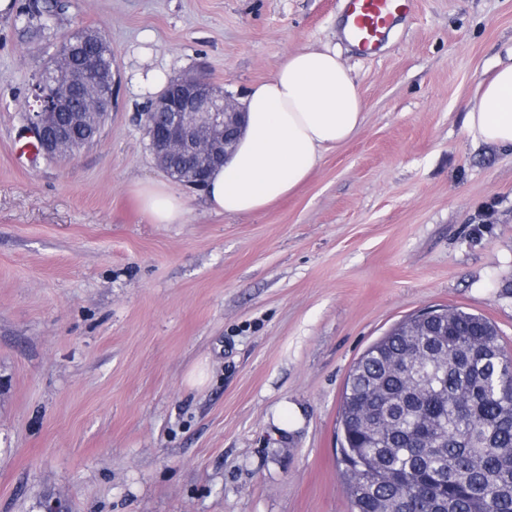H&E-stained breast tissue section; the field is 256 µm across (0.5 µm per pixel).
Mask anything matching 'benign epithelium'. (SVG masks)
<instances>
[{"label": "benign epithelium", "instance_id": "1", "mask_svg": "<svg viewBox=\"0 0 512 512\" xmlns=\"http://www.w3.org/2000/svg\"><path fill=\"white\" fill-rule=\"evenodd\" d=\"M69 56L64 46L42 69L33 87L34 105L25 113L28 137L42 144L49 157L69 153L68 136L88 112L104 118L112 108L116 72L103 71L95 56L76 68L60 71L57 62ZM181 91L167 89L142 113L150 132V150L156 164L173 181L191 188L204 187L203 178L231 155L244 129L243 107L226 92L218 93L200 75L178 80Z\"/></svg>", "mask_w": 512, "mask_h": 512}]
</instances>
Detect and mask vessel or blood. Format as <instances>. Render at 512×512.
Segmentation results:
<instances>
[{"label": "vessel or blood", "mask_w": 512, "mask_h": 512, "mask_svg": "<svg viewBox=\"0 0 512 512\" xmlns=\"http://www.w3.org/2000/svg\"><path fill=\"white\" fill-rule=\"evenodd\" d=\"M415 5L416 0H345L351 43L363 54L378 52L396 22L410 15Z\"/></svg>", "instance_id": "1"}]
</instances>
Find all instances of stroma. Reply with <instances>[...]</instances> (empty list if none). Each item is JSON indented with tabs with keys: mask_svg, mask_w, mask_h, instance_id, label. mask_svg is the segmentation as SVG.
Listing matches in <instances>:
<instances>
[{
	"mask_svg": "<svg viewBox=\"0 0 512 512\" xmlns=\"http://www.w3.org/2000/svg\"><path fill=\"white\" fill-rule=\"evenodd\" d=\"M25 3L0 12V512H352L340 406L365 350L449 306L512 351V149L463 124L512 55V0H418L374 56L342 0H68L40 36ZM81 28L118 79L100 137L19 155L35 77ZM325 46L363 94L359 132L261 212L178 183L183 222L152 223L144 76L238 97Z\"/></svg>",
	"mask_w": 512,
	"mask_h": 512,
	"instance_id": "35a3bbf8",
	"label": "stroma"
}]
</instances>
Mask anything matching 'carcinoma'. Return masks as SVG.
<instances>
[{"label": "carcinoma", "instance_id": "carcinoma-1", "mask_svg": "<svg viewBox=\"0 0 512 512\" xmlns=\"http://www.w3.org/2000/svg\"><path fill=\"white\" fill-rule=\"evenodd\" d=\"M373 344L342 398L354 512H512V353L485 317L438 308Z\"/></svg>", "mask_w": 512, "mask_h": 512}]
</instances>
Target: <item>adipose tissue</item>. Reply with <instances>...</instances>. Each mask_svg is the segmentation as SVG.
Segmentation results:
<instances>
[{
  "instance_id": "adipose-tissue-1",
  "label": "adipose tissue",
  "mask_w": 512,
  "mask_h": 512,
  "mask_svg": "<svg viewBox=\"0 0 512 512\" xmlns=\"http://www.w3.org/2000/svg\"><path fill=\"white\" fill-rule=\"evenodd\" d=\"M246 130L204 191L215 212L242 216L265 210L305 183L327 151L351 139L365 120V101L351 70L335 50L301 48L275 75L244 93ZM475 140L512 147V59L485 70L464 108ZM155 224L182 223L184 196L169 186L139 191Z\"/></svg>"
}]
</instances>
